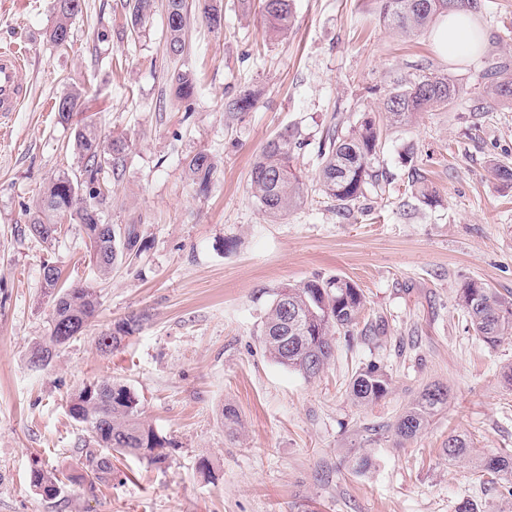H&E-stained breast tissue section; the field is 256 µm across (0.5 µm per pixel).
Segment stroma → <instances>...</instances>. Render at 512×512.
I'll list each match as a JSON object with an SVG mask.
<instances>
[{
	"label": "stroma",
	"mask_w": 512,
	"mask_h": 512,
	"mask_svg": "<svg viewBox=\"0 0 512 512\" xmlns=\"http://www.w3.org/2000/svg\"><path fill=\"white\" fill-rule=\"evenodd\" d=\"M129 0H83L67 47L46 33L51 0H0V48L24 58L29 94L0 121V512H512V479L481 477L450 463L449 435L479 453H512V336L488 347L475 336L459 291L480 279L512 296V188L489 168L512 166V101L486 92L489 62L512 61V0H480L488 47L448 63L428 32L404 37L379 16L378 0H293L287 32H269L260 0H223L224 27L191 14L197 78L191 107L170 97L175 63L164 52L165 14L132 29ZM442 72L463 92L448 109L406 127L384 126L375 176L350 208L316 187L328 127L346 131L374 110L394 80ZM86 92L104 136L125 138L128 156L109 224H136L146 246L133 266L96 281L81 225L64 224L49 244L28 232L49 179L80 171L75 129L59 123L56 97ZM249 112L226 111L244 91ZM303 146L293 164L306 202L270 220L251 198L253 159L282 130ZM214 156L207 196L186 171L197 152ZM420 171L436 196L412 185ZM61 285L95 283L99 315L51 364L30 367L46 336L51 303L42 267ZM340 276L365 296L353 339L337 335L335 356L316 378L275 363L260 331L281 286ZM133 312L141 330L101 355L100 329ZM391 378L388 394L361 406L352 375L368 363ZM112 379L140 400L142 419L172 441L150 465L115 461L111 484L84 480L90 441L67 412L69 395ZM450 399L417 437L396 444L386 430L427 384ZM242 426L229 433L224 408ZM366 451L360 474L351 459ZM71 474L57 497L30 484L34 465Z\"/></svg>",
	"instance_id": "obj_1"
}]
</instances>
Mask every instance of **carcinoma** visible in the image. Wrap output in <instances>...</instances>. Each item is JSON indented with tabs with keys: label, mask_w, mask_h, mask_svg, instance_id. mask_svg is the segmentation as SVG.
I'll use <instances>...</instances> for the list:
<instances>
[{
	"label": "carcinoma",
	"mask_w": 512,
	"mask_h": 512,
	"mask_svg": "<svg viewBox=\"0 0 512 512\" xmlns=\"http://www.w3.org/2000/svg\"><path fill=\"white\" fill-rule=\"evenodd\" d=\"M380 17L392 29L414 35L422 32L438 16L453 11L478 9V0H379ZM156 0H133L130 13L134 27L145 26L156 11ZM197 9L205 24L218 30L223 27L221 0H202ZM262 10L275 32L288 30L292 24L291 0H262ZM82 11V0H53L54 21L48 31L49 41L65 46L70 40L72 20ZM165 50L175 61L186 55L188 39L187 0H165ZM174 97L188 103L196 91L195 75L176 68L170 75ZM460 86L446 74L425 73L400 78L377 110L366 112L351 131L343 134L333 128L321 145L323 163L317 175L323 195L341 205L364 196L365 185L373 178L372 160L381 145V122L392 126L408 125L417 115L433 108L452 105L460 96ZM490 94L498 100H512V77L496 81ZM256 96L245 92L225 105L229 112H249L256 106ZM89 99L80 91L58 98L55 110L62 124L72 123L74 116L88 109ZM302 143L289 131L268 142L255 157L250 173V196L262 211L273 219L288 215L304 203L302 177L292 161ZM129 149L120 137L101 138L96 125L86 122L75 128L74 150L82 163L81 174L61 171L49 181L43 199L28 225L29 234L44 242L56 239L61 224L69 220L82 225L89 253L99 256V279L108 278L119 264L132 265L145 249L136 224L112 226V237L96 233L102 223L104 207L112 199V182L118 180L120 167ZM195 191L206 195L217 172L214 157L199 152L188 159ZM59 272L42 280L44 294L50 298L52 313L48 335L31 354L34 368L49 365L57 348L80 336L95 321L100 295L96 288L75 284L58 288ZM460 304L467 314L475 335L494 347L512 336V297H503L481 281H470L461 289ZM364 309V296L350 281L341 277L315 278L300 284H286L276 293L262 323L261 342L265 352L279 365L306 378L318 376L334 358L337 334L351 336ZM146 315L132 313L112 323L97 336V350L109 355L122 342L140 330ZM390 378L375 363L353 375L349 392L361 405L382 399L389 392ZM449 390L440 384L425 389L388 425L397 440L417 436L448 404ZM72 419L84 425L97 448L85 449L83 466L90 487L112 483L114 455L134 456L150 464L166 460L164 449L170 442L151 425L139 418V399L126 385L101 380L73 392L68 401ZM471 441L461 435L448 436L443 448L448 459L474 463L479 472L489 476L512 477V456L493 454L473 460ZM30 483L41 495L53 498L62 480L54 473L35 468Z\"/></svg>",
	"instance_id": "1"
}]
</instances>
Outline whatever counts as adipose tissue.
Segmentation results:
<instances>
[{"mask_svg":"<svg viewBox=\"0 0 512 512\" xmlns=\"http://www.w3.org/2000/svg\"><path fill=\"white\" fill-rule=\"evenodd\" d=\"M430 38L437 52L453 62L465 61L481 52L486 44L472 14L463 10L443 15L433 26Z\"/></svg>","mask_w":512,"mask_h":512,"instance_id":"adipose-tissue-1","label":"adipose tissue"}]
</instances>
